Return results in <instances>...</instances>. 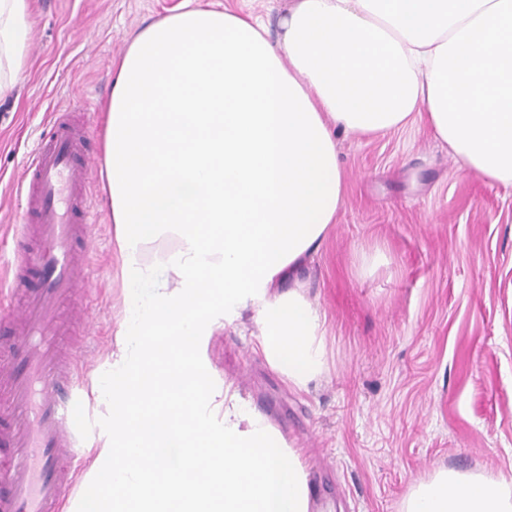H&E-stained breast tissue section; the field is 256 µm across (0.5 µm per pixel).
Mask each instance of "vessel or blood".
<instances>
[{
  "label": "vessel or blood",
  "mask_w": 512,
  "mask_h": 512,
  "mask_svg": "<svg viewBox=\"0 0 512 512\" xmlns=\"http://www.w3.org/2000/svg\"><path fill=\"white\" fill-rule=\"evenodd\" d=\"M20 181L25 202L23 232L40 248L15 246L0 271V512H66L78 488L73 461L88 445L83 416L89 352L72 355L62 346L66 333L90 335L96 325L87 309L76 321L62 316L90 279V228L98 213L86 196L94 165L86 155L85 130L50 116ZM37 268L40 286L26 288L21 270Z\"/></svg>",
  "instance_id": "obj_1"
}]
</instances>
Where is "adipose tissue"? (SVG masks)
<instances>
[{
    "instance_id": "1",
    "label": "adipose tissue",
    "mask_w": 512,
    "mask_h": 512,
    "mask_svg": "<svg viewBox=\"0 0 512 512\" xmlns=\"http://www.w3.org/2000/svg\"><path fill=\"white\" fill-rule=\"evenodd\" d=\"M29 0H0V96ZM260 18L183 4L112 78L100 171L139 304L99 393L111 427L71 512H310L298 449L203 350L251 312L294 390L328 370L326 316L293 280L343 203L337 133L421 121L461 168L512 186V0H294ZM176 249L148 262L147 243ZM402 512H512V479L438 470Z\"/></svg>"
}]
</instances>
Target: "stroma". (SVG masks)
Instances as JSON below:
<instances>
[{
	"label": "stroma",
	"instance_id": "1",
	"mask_svg": "<svg viewBox=\"0 0 512 512\" xmlns=\"http://www.w3.org/2000/svg\"><path fill=\"white\" fill-rule=\"evenodd\" d=\"M28 54L0 97V260L13 258L16 184L51 113L86 129L103 158L118 63L144 23L182 0H29ZM346 193L315 259L297 274L326 315L329 371L288 387L227 324L207 354L298 448L324 512H401L441 468L512 477V187L461 170L423 124L338 135ZM87 305L97 387L116 349L126 290L112 221L94 230Z\"/></svg>",
	"mask_w": 512,
	"mask_h": 512
}]
</instances>
